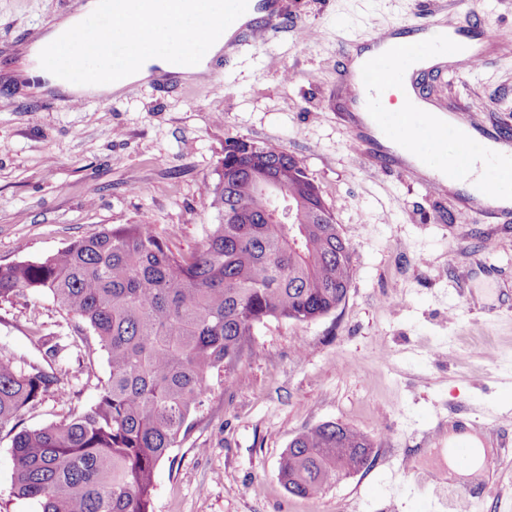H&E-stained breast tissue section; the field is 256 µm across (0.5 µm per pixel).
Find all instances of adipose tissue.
Here are the masks:
<instances>
[{
    "label": "adipose tissue",
    "mask_w": 512,
    "mask_h": 512,
    "mask_svg": "<svg viewBox=\"0 0 512 512\" xmlns=\"http://www.w3.org/2000/svg\"><path fill=\"white\" fill-rule=\"evenodd\" d=\"M209 7L212 24L201 29L197 26L192 0H176L173 9L159 14L153 13L152 0H136L137 18L153 24L155 37L142 46L138 65L116 81L112 78L111 57L92 61L80 45V31L94 17L104 19L106 41L131 40L133 31L124 24L113 25L114 0H85L74 13L53 21L32 47L31 56L38 63L36 73L51 86L77 97L109 94L155 74L184 78L204 74L210 59L222 52L228 37L224 30V0H209ZM185 30L190 33L189 39L183 48H175L171 34ZM51 55L62 56V67L54 70L41 67V60Z\"/></svg>",
    "instance_id": "ef3b65f1"
}]
</instances>
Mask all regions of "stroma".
Segmentation results:
<instances>
[{
  "label": "stroma",
  "mask_w": 512,
  "mask_h": 512,
  "mask_svg": "<svg viewBox=\"0 0 512 512\" xmlns=\"http://www.w3.org/2000/svg\"><path fill=\"white\" fill-rule=\"evenodd\" d=\"M80 0H0V264L37 261L102 228L147 222L189 253L217 212L210 193L227 140L283 148L303 164L353 251L344 305L316 322L271 320L232 378L213 372L192 429L154 473L152 512H448L429 471L449 431L497 457L512 449V223H464L456 195L373 168L341 115V28L364 35L414 16L419 0H282L294 30L241 44L207 80L136 83L116 106L75 103L31 75L37 36ZM485 62L428 80L435 105L512 127V0H474ZM68 350L67 400L23 412L32 429L94 403L109 368L95 336L46 293L0 300V358ZM325 422L371 440L368 467L312 499L288 494L278 463ZM0 439V512H41L11 486ZM472 512H512V462L453 476Z\"/></svg>",
  "instance_id": "obj_1"
}]
</instances>
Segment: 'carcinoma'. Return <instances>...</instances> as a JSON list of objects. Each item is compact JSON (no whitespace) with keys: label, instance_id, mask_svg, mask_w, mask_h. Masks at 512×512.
<instances>
[{"label":"carcinoma","instance_id":"obj_1","mask_svg":"<svg viewBox=\"0 0 512 512\" xmlns=\"http://www.w3.org/2000/svg\"><path fill=\"white\" fill-rule=\"evenodd\" d=\"M274 179L294 218L267 207ZM211 225L189 256L146 222L105 228L36 262L0 264V299L47 292L106 353L98 399L60 423L16 431L21 413L58 392L49 363L0 358V435L11 438L12 486L42 512H151L154 471L191 428L207 377L228 374L269 320L315 322L341 307L352 249L319 188L284 149L229 140L212 190ZM372 444L325 422L295 436L279 462L288 493L314 498L364 469Z\"/></svg>","mask_w":512,"mask_h":512}]
</instances>
